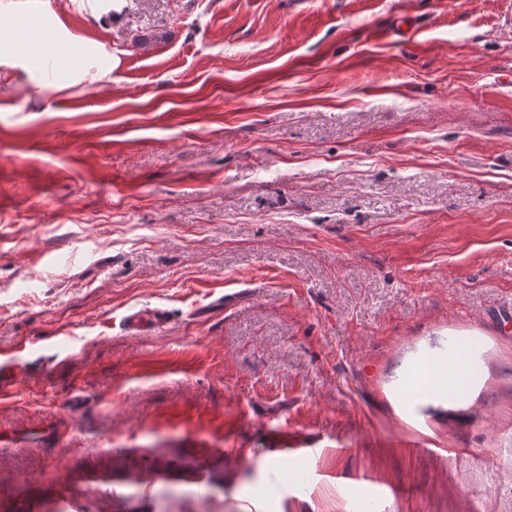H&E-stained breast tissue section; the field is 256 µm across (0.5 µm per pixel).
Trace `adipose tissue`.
Here are the masks:
<instances>
[{
  "label": "adipose tissue",
  "mask_w": 512,
  "mask_h": 512,
  "mask_svg": "<svg viewBox=\"0 0 512 512\" xmlns=\"http://www.w3.org/2000/svg\"><path fill=\"white\" fill-rule=\"evenodd\" d=\"M0 79L23 77L37 93L60 92L85 81H107L114 60L98 40L75 36L41 0H0ZM67 58H60L61 48Z\"/></svg>",
  "instance_id": "1"
}]
</instances>
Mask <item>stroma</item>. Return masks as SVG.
<instances>
[{
    "label": "stroma",
    "instance_id": "1",
    "mask_svg": "<svg viewBox=\"0 0 512 512\" xmlns=\"http://www.w3.org/2000/svg\"><path fill=\"white\" fill-rule=\"evenodd\" d=\"M48 5L116 66L0 91V512H512V0ZM451 350L448 354V366L435 369L424 375L422 380L428 386L430 391H436L440 387L448 386V399L457 397L458 392L450 390L448 381L453 386H463L469 376L470 360L467 344L454 341L450 345Z\"/></svg>",
    "mask_w": 512,
    "mask_h": 512
}]
</instances>
